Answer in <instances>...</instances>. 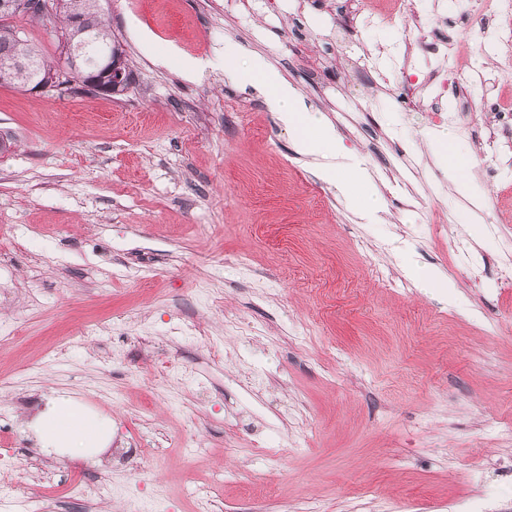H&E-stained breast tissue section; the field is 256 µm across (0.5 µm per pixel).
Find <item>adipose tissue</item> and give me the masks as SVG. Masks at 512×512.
<instances>
[{"instance_id": "adipose-tissue-1", "label": "adipose tissue", "mask_w": 512, "mask_h": 512, "mask_svg": "<svg viewBox=\"0 0 512 512\" xmlns=\"http://www.w3.org/2000/svg\"><path fill=\"white\" fill-rule=\"evenodd\" d=\"M236 56L235 45L226 44L225 74L234 80L262 86L271 108L293 131L297 153L315 160L320 177L335 184L350 210L367 217L376 215L383 205L380 191L330 125L317 114L301 110L298 91L263 56H253L244 69L237 66ZM435 143L439 163L456 193L476 203L482 201L484 192L471 177L473 160L469 153L447 132L436 135ZM31 430L39 447L53 448L61 454L83 455L109 444L112 421L85 410L72 398L61 396L35 418Z\"/></svg>"}]
</instances>
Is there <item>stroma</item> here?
Masks as SVG:
<instances>
[{
  "mask_svg": "<svg viewBox=\"0 0 512 512\" xmlns=\"http://www.w3.org/2000/svg\"><path fill=\"white\" fill-rule=\"evenodd\" d=\"M132 89L0 87V512H512V128L467 0L438 6L464 45L448 104L487 192L480 227L436 159L426 84L443 63L412 24L357 31L353 0H101ZM256 54L322 113L383 192L348 211L295 154L224 45ZM199 60L185 75L184 59ZM416 91L401 101L403 75ZM457 284L416 287L394 247ZM66 395L112 421L92 456L27 426ZM434 108L430 112V120L435 124H445L454 122L460 128L461 134L466 137L472 131V122L469 119V113L473 112L472 107H461L454 112H447L439 102H436Z\"/></svg>",
  "mask_w": 512,
  "mask_h": 512,
  "instance_id": "obj_1",
  "label": "stroma"
}]
</instances>
